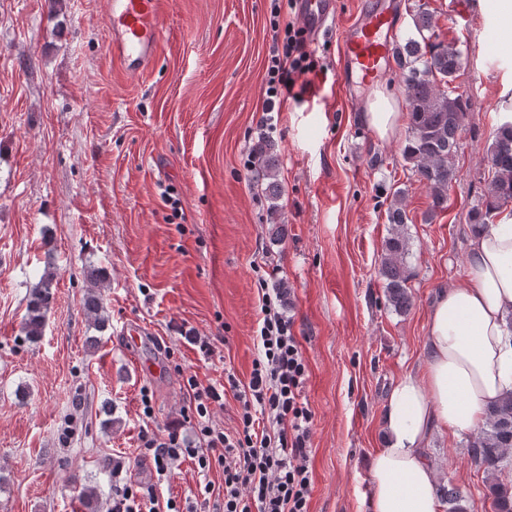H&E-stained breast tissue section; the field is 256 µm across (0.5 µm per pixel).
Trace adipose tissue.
<instances>
[{
  "label": "adipose tissue",
  "instance_id": "1",
  "mask_svg": "<svg viewBox=\"0 0 512 512\" xmlns=\"http://www.w3.org/2000/svg\"><path fill=\"white\" fill-rule=\"evenodd\" d=\"M466 264L465 283L442 291L428 313L423 370L389 395L388 444L370 459V512H442L425 458L430 434L478 431L487 406L512 391V212L473 230Z\"/></svg>",
  "mask_w": 512,
  "mask_h": 512
}]
</instances>
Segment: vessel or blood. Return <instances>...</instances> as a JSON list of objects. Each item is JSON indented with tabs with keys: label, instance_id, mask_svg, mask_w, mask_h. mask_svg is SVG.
<instances>
[{
	"label": "vessel or blood",
	"instance_id": "obj_1",
	"mask_svg": "<svg viewBox=\"0 0 512 512\" xmlns=\"http://www.w3.org/2000/svg\"><path fill=\"white\" fill-rule=\"evenodd\" d=\"M166 0H107L110 53L122 70L138 75L153 60L162 40L160 18ZM304 24L323 31L335 14V0H299ZM398 20L380 0H367L347 29L339 49L337 79L349 87L353 79L374 81L396 55Z\"/></svg>",
	"mask_w": 512,
	"mask_h": 512
}]
</instances>
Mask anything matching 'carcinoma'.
I'll use <instances>...</instances> for the list:
<instances>
[{
	"label": "carcinoma",
	"mask_w": 512,
	"mask_h": 512,
	"mask_svg": "<svg viewBox=\"0 0 512 512\" xmlns=\"http://www.w3.org/2000/svg\"><path fill=\"white\" fill-rule=\"evenodd\" d=\"M414 28L418 38H410L398 47L399 62L403 66V95L411 115L403 156L429 188L432 199L429 217L432 218L448 209V185L455 177L453 160L469 104L455 85L462 68L460 52L453 43L437 41L432 16L421 5L414 14ZM488 164L492 179L482 207L470 213L469 223L473 226L487 223L493 211L512 204V124L497 128L488 153ZM260 168L267 199L271 210L275 211L280 190L275 160L270 152H264ZM388 220L392 232L384 243L379 274L386 282L389 304L401 313L411 304L407 287L410 274L405 263L408 217L399 204L393 203L388 209ZM86 281V314L96 328L103 329L109 321L102 298L105 278L92 269L87 272ZM55 284V272L48 266L32 287L23 327L30 341L43 336L46 311ZM469 448L472 457L487 469L495 471L500 467L507 451L512 448V393L488 408L485 422L470 440ZM489 489L494 495L497 512H512V493L500 483L491 484ZM440 495L450 505L448 512H467L459 505L461 495L457 487L443 486Z\"/></svg>",
	"instance_id": "cac0c4a2"
}]
</instances>
